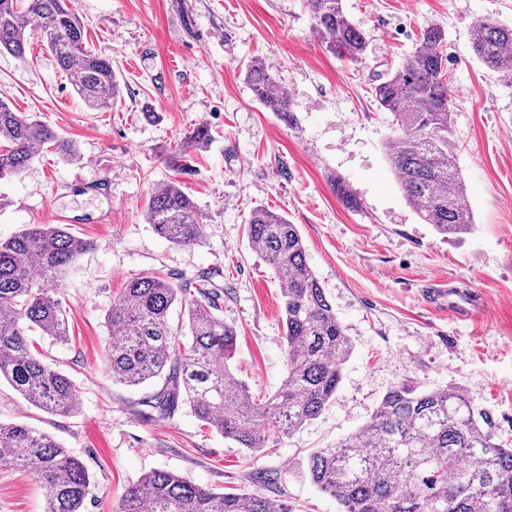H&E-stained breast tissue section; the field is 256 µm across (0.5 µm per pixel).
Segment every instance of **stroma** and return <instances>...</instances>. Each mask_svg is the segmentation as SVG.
<instances>
[{"label":"stroma","mask_w":512,"mask_h":512,"mask_svg":"<svg viewBox=\"0 0 512 512\" xmlns=\"http://www.w3.org/2000/svg\"><path fill=\"white\" fill-rule=\"evenodd\" d=\"M86 45L109 58L123 97L89 109L32 32L24 58L0 52V100L74 141L78 160L45 152L0 183V239L27 224L65 221L89 249L56 285L69 339L33 336V353L70 377L79 400L65 416L30 406L0 383V421H23L77 456L92 479L83 512H116L127 488L161 470L217 492L261 491L292 512H341L303 469L312 452L358 431L384 394L406 384L465 394L497 443L512 446V87L471 50L478 20L512 25V0H344L366 36L363 63L327 51L304 0H68ZM443 31L454 104L452 140L472 233L448 239L406 200L387 158L395 132L371 89L413 51L424 29ZM259 59L291 94L288 126L252 95ZM207 125V147L183 140ZM181 180L203 214V237L176 246L143 218L152 190ZM265 207L296 225L307 260L353 350L321 414L249 456L203 425L189 406L146 416L161 380H113L104 316L138 274L211 276L221 315L237 332L232 365L253 394L286 379L283 285L251 247L246 222ZM485 293L463 321L446 293ZM42 480L0 467V512H44Z\"/></svg>","instance_id":"obj_1"}]
</instances>
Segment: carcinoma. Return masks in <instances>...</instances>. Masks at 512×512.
Segmentation results:
<instances>
[{
	"label": "carcinoma",
	"instance_id": "obj_1",
	"mask_svg": "<svg viewBox=\"0 0 512 512\" xmlns=\"http://www.w3.org/2000/svg\"><path fill=\"white\" fill-rule=\"evenodd\" d=\"M326 48L352 63L365 58V35L349 20L343 0H305ZM40 29L62 72L92 110L112 109L121 84L112 63L85 46V29L67 0H0V51L24 57ZM444 34L424 31L405 62L374 87L391 113L395 137L388 161L406 200L443 235L472 230L463 204L462 175L452 152V90L441 50ZM475 56L512 86V27L482 19L471 42ZM246 77L254 97L280 121L294 115L288 89L252 60ZM43 152L78 158L74 142L14 111L0 100V180L19 176ZM144 219L175 245L200 241L203 215L182 181L152 191ZM247 237L283 284L286 383L268 397H254L229 366L237 332L217 314L223 295L210 280L193 287L159 273L130 278L105 315L112 378L138 386L161 377L145 405L167 420L187 404L195 416L238 447L254 454L272 439L316 418L336 393L352 343L307 261L296 225L265 208L248 218ZM89 243L64 224H30L0 240V379L27 403L69 414L78 401L70 378L31 352L37 330L68 341L67 322L54 288ZM36 261L41 281L31 275ZM186 309L188 333L170 322L171 307ZM0 466L43 478L45 512H83L91 480L85 465L50 435L22 422L0 423ZM310 481L336 498L342 512H512V448L493 441L463 393L443 388L417 393L391 388L358 432L314 451ZM120 512H291L258 493L215 492L164 471L143 474L128 487Z\"/></svg>",
	"mask_w": 512,
	"mask_h": 512
}]
</instances>
